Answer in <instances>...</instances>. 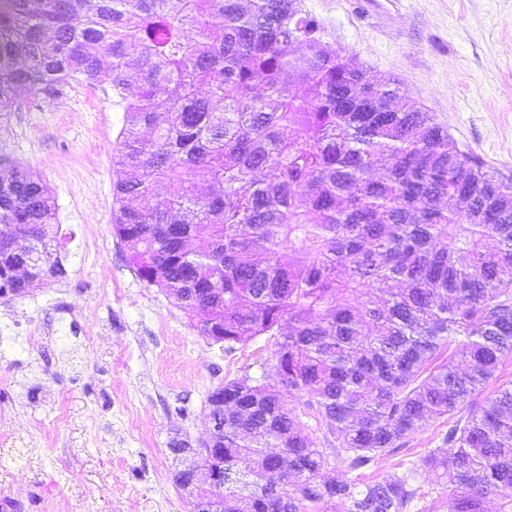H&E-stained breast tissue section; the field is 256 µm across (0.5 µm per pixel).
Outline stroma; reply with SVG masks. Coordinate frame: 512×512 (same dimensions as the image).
<instances>
[{"label":"stroma","instance_id":"1","mask_svg":"<svg viewBox=\"0 0 512 512\" xmlns=\"http://www.w3.org/2000/svg\"><path fill=\"white\" fill-rule=\"evenodd\" d=\"M324 40L460 148L512 178V0H303ZM124 115L109 76L0 116V158L37 173L56 203L63 277L0 298V499L21 512H191L173 437H201L206 396L272 367L260 337L225 352L112 235V152ZM447 418L347 471L371 480L444 448Z\"/></svg>","mask_w":512,"mask_h":512}]
</instances>
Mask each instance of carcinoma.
<instances>
[{"label":"carcinoma","instance_id":"carcinoma-1","mask_svg":"<svg viewBox=\"0 0 512 512\" xmlns=\"http://www.w3.org/2000/svg\"><path fill=\"white\" fill-rule=\"evenodd\" d=\"M104 71L124 113L112 232L132 270L225 351L274 346V382L245 373L207 396L233 405L208 450L224 488L178 469L192 512H405L424 471L454 512L491 496L512 512V387L456 417L512 355V181L396 105L398 84L325 43L301 0H0V112ZM167 180L180 193L145 205ZM55 219L39 175L0 168V297L64 274ZM450 346L464 368L433 365ZM446 415L450 451L334 475Z\"/></svg>","mask_w":512,"mask_h":512}]
</instances>
